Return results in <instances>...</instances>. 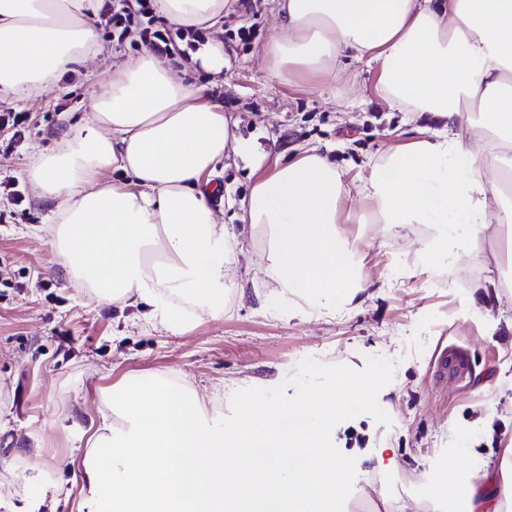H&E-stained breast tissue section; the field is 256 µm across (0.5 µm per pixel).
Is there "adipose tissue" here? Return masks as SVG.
I'll list each match as a JSON object with an SVG mask.
<instances>
[{"mask_svg": "<svg viewBox=\"0 0 512 512\" xmlns=\"http://www.w3.org/2000/svg\"><path fill=\"white\" fill-rule=\"evenodd\" d=\"M109 0H0V90L55 93L103 47L95 22ZM231 0H155L177 30L220 27ZM285 33L265 50L277 80L312 82L318 95L355 83L351 62L376 66L377 95L423 124L421 137L381 150L359 186L360 214L326 153L280 157L224 223L202 189L225 155L262 157L234 133L223 104L187 83L167 57L143 51L113 65L84 120L35 153L27 181L57 204L55 259L73 285L118 307L152 306L171 328L185 305L224 312L242 237L261 239L264 270L310 311L335 314L368 286L367 242L347 224L428 225L429 271L497 238L512 223V0H278ZM123 180L105 182L106 171ZM356 383L270 409L237 400L231 427L209 424L195 390L172 376L103 389L107 406L78 470V512H348L344 464L326 431ZM512 468L501 485L447 481L424 493L448 512H512Z\"/></svg>", "mask_w": 512, "mask_h": 512, "instance_id": "obj_1", "label": "adipose tissue"}]
</instances>
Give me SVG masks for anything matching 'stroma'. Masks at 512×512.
I'll use <instances>...</instances> for the list:
<instances>
[{"mask_svg":"<svg viewBox=\"0 0 512 512\" xmlns=\"http://www.w3.org/2000/svg\"><path fill=\"white\" fill-rule=\"evenodd\" d=\"M275 7V0H240L224 19L222 81L201 70L186 76L235 111L238 134L266 151L255 169L218 164L223 192L211 206L228 224L239 221L228 196L247 194L279 156L326 149L351 181L413 130L404 113L377 98L366 65H358L354 86L333 96L316 95L305 79L273 78L264 49L283 32ZM97 30L103 54L70 74L61 92L21 101L0 91V113L26 118L22 139L0 128V412L10 419L0 429V512H25L36 469L66 490L47 498L42 512H78L79 488L71 483L81 457L77 433L103 411L101 388L152 372L185 377L225 426L236 405L213 393L227 384L281 403L346 376L366 385L371 405L336 418L329 430V449L346 465L350 512H435L422 497L427 477L476 471L498 478L512 448V284L504 282L500 243H484L482 253L461 254L431 274L420 260L425 225L394 234L380 224L352 225L371 239L363 259L369 286L337 314L319 315L302 313L295 298L270 300L273 283L247 240L223 314L181 332L147 321V307L102 304L71 285L50 245L56 204L34 195L25 168L86 116L97 74L143 50L107 38L105 25ZM487 278L495 291L474 290ZM487 314L500 321L492 337L484 331ZM445 351L463 356L458 374L439 373Z\"/></svg>","mask_w":512,"mask_h":512,"instance_id":"stroma-1","label":"stroma"}]
</instances>
